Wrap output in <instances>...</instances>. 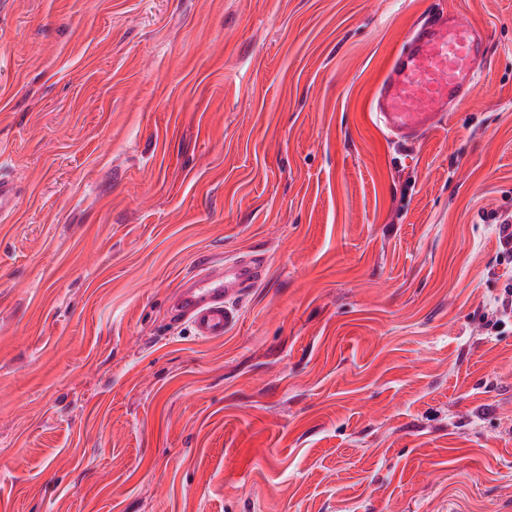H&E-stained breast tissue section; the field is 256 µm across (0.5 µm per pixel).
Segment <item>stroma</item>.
I'll return each mask as SVG.
<instances>
[{
    "instance_id": "obj_1",
    "label": "stroma",
    "mask_w": 512,
    "mask_h": 512,
    "mask_svg": "<svg viewBox=\"0 0 512 512\" xmlns=\"http://www.w3.org/2000/svg\"><path fill=\"white\" fill-rule=\"evenodd\" d=\"M471 94L392 147L411 26ZM0 512H512V0H0ZM264 261L202 340V258ZM483 31L441 12L414 27L392 56L372 101L389 140L412 141L433 128L451 98L468 96L482 60Z\"/></svg>"
}]
</instances>
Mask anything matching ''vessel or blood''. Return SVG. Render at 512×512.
Returning <instances> with one entry per match:
<instances>
[{
  "instance_id": "obj_1",
  "label": "vessel or blood",
  "mask_w": 512,
  "mask_h": 512,
  "mask_svg": "<svg viewBox=\"0 0 512 512\" xmlns=\"http://www.w3.org/2000/svg\"><path fill=\"white\" fill-rule=\"evenodd\" d=\"M483 32L441 12L414 27L392 56L372 101L387 139L410 141L433 128L450 99L468 96L483 54ZM262 278L260 264L242 258L222 268L203 261L171 301L175 318L201 339L223 337L238 315L229 301Z\"/></svg>"
}]
</instances>
